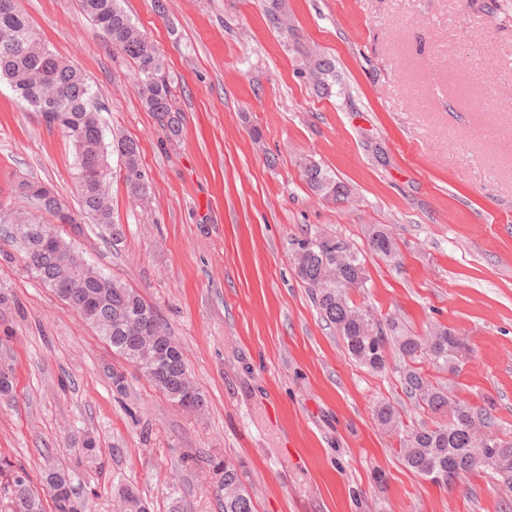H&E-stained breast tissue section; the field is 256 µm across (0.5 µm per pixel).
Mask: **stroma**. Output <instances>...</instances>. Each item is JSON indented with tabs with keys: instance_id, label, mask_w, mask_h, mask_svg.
I'll return each instance as SVG.
<instances>
[{
	"instance_id": "stroma-1",
	"label": "stroma",
	"mask_w": 512,
	"mask_h": 512,
	"mask_svg": "<svg viewBox=\"0 0 512 512\" xmlns=\"http://www.w3.org/2000/svg\"><path fill=\"white\" fill-rule=\"evenodd\" d=\"M17 5L83 69L106 138L135 140L150 179L148 202L134 201L110 156L122 242L106 244L96 224L62 235L154 305L208 405L183 410L113 354L23 273L0 230V363L17 382L0 401V457L36 481L45 449L91 432L96 459L66 465L93 512H117L121 480L151 512L174 496L221 512L210 456L242 463L256 512H512V490L489 474L445 489L403 464L375 407L390 403L408 425L436 415L406 394L395 353L382 373L349 358L292 260L310 231L365 250L368 283L352 300L414 334L464 338L454 370L420 368L512 439V0H288L285 35L271 0H122L165 60L181 112L172 142L77 0ZM312 49L336 64L331 96L299 74ZM303 158L332 169L347 201L314 195ZM73 163L64 133L0 79V208H27L20 184L40 181L77 209ZM373 225L395 238L394 260L367 252Z\"/></svg>"
}]
</instances>
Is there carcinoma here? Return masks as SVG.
Wrapping results in <instances>:
<instances>
[{
  "mask_svg": "<svg viewBox=\"0 0 512 512\" xmlns=\"http://www.w3.org/2000/svg\"><path fill=\"white\" fill-rule=\"evenodd\" d=\"M82 11L102 32L108 46L118 50L136 66L141 97L148 111L168 136L180 132L178 111L174 108L172 83L161 55L140 28L121 7L120 0H79ZM0 78H5L27 108L44 114L45 98L55 100L63 116L58 124L71 143L74 183L81 215L109 232L117 241L120 228L112 214L108 179L110 151H116L123 164V177L129 195L146 197L149 183L129 178L141 169L135 142L121 140L110 146L100 120L97 95L82 70L60 58L40 38L29 18L16 7L15 0H0ZM313 89L332 93L336 82L330 60L309 52L301 67ZM309 188L317 195L341 202L348 190L336 174L319 162H301ZM36 209L47 217L27 216L26 223L13 228L24 253V267L29 277L52 289L56 295L76 307L80 314L112 347L113 353L140 367L154 385L179 406L191 398L190 409L200 411L205 397L194 381L180 347L169 335L156 310L134 289L91 265L67 241L57 225L62 201L52 188L36 199ZM297 274L309 288L312 299L329 325L343 337L350 356L367 368L382 372L387 366L386 349L392 345L406 362L424 359L438 368H448L467 353L458 336L446 329L433 331L423 338L388 320L381 322L365 314L362 306L349 297L352 288L366 287L364 259L361 252L335 234H305L292 243ZM369 250L383 256L394 253L395 244L383 230L374 228L368 235ZM70 254L74 263L63 265L59 255ZM406 391L432 412L451 411L448 423L414 429L401 449L406 466L425 478L438 477L436 484L446 488L459 478L476 471L487 472L512 488V440L495 435L491 415L460 403L450 402L448 393L426 381L422 373L408 367L403 375ZM14 391L12 369L0 366V399H9ZM378 423L392 428L399 413L388 403L375 409ZM487 428L494 437L490 454L476 455L478 436L474 427ZM218 476L216 493L221 512H255L253 500L245 488L238 465L230 459L207 458ZM42 478L51 494L54 512H90L72 484L69 470L45 456ZM113 492L121 499L124 512H150L148 503L131 483H118ZM0 494L11 504L10 512H44L40 496L32 488V479L23 466L0 462Z\"/></svg>",
  "mask_w": 512,
  "mask_h": 512,
  "instance_id": "obj_1",
  "label": "carcinoma"
}]
</instances>
